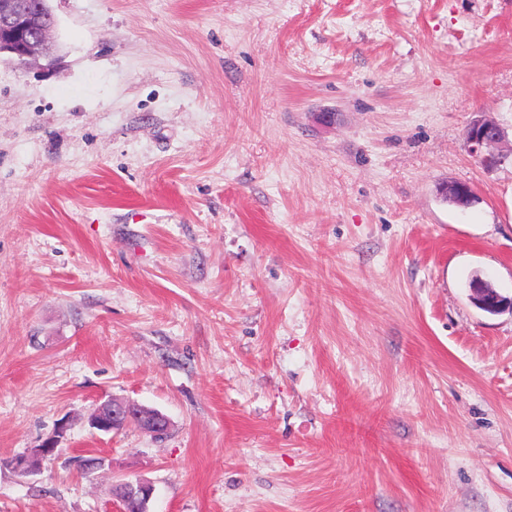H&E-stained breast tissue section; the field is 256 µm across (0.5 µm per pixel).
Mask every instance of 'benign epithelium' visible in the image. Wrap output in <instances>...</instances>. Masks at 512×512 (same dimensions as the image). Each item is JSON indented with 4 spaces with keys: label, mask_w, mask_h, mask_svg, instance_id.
Here are the masks:
<instances>
[{
    "label": "benign epithelium",
    "mask_w": 512,
    "mask_h": 512,
    "mask_svg": "<svg viewBox=\"0 0 512 512\" xmlns=\"http://www.w3.org/2000/svg\"><path fill=\"white\" fill-rule=\"evenodd\" d=\"M54 18L45 10L44 4L28 7L23 0H0V55L4 54L19 65L26 66L36 58L54 65L53 45L50 32ZM466 143L469 150L479 158L484 168L493 171L505 163L508 155L500 151L509 142L505 127L486 113H480L467 126ZM441 195L460 205L472 199L474 191L464 182L450 181L440 187ZM475 305L488 313L512 312V296L505 297L497 290L487 288L476 281L471 288ZM140 423L142 430L153 435H164L170 425L163 413L147 410L139 404L112 398L98 408L93 428L109 433L120 430L131 422ZM152 487L144 482L128 483L126 495L120 497V512H140L142 504L149 502Z\"/></svg>",
    "instance_id": "obj_1"
}]
</instances>
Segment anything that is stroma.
<instances>
[{"label": "stroma", "mask_w": 512, "mask_h": 512, "mask_svg": "<svg viewBox=\"0 0 512 512\" xmlns=\"http://www.w3.org/2000/svg\"><path fill=\"white\" fill-rule=\"evenodd\" d=\"M47 5L54 67L0 58V458L59 442L0 512H512L468 288L512 296V161L464 136L512 127V0ZM465 136L469 150L487 171L497 169L508 158V154L498 150L509 142L508 131L487 113L481 112L468 124ZM441 195L448 199L455 201L459 205H466L468 200L472 199L475 194L471 186L464 182L449 181L440 187ZM476 201V196H473V201L467 204L466 207L470 206ZM133 421H138L143 431L158 437L163 436L170 425L167 416L160 411L147 410L135 402L112 398L98 408L92 426L98 431L109 433ZM128 484L127 493L123 497L120 494V512H141L139 509L143 503H148L152 496V487L144 482H126Z\"/></svg>", "instance_id": "stroma-1"}]
</instances>
